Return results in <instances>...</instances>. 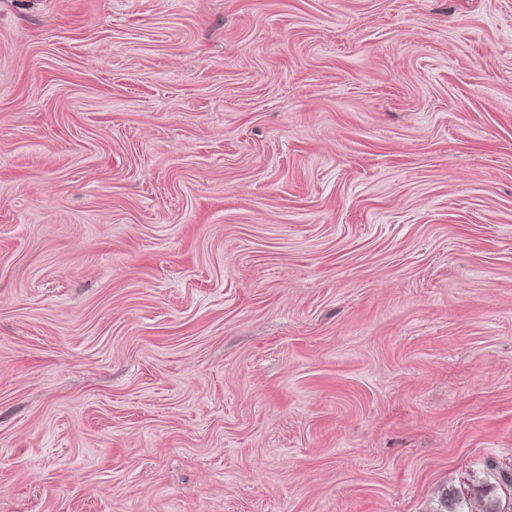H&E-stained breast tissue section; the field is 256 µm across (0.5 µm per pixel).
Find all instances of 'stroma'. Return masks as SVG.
Wrapping results in <instances>:
<instances>
[{
    "instance_id": "obj_1",
    "label": "stroma",
    "mask_w": 512,
    "mask_h": 512,
    "mask_svg": "<svg viewBox=\"0 0 512 512\" xmlns=\"http://www.w3.org/2000/svg\"><path fill=\"white\" fill-rule=\"evenodd\" d=\"M512 470V0H0V512H464Z\"/></svg>"
}]
</instances>
